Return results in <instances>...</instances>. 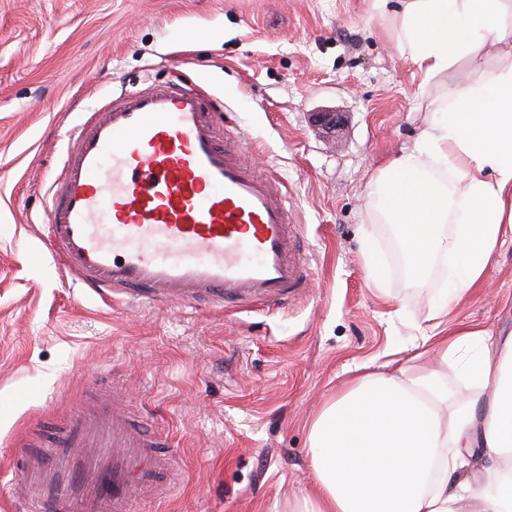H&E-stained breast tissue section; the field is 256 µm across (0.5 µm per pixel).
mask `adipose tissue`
I'll list each match as a JSON object with an SVG mask.
<instances>
[{
  "label": "adipose tissue",
  "mask_w": 512,
  "mask_h": 512,
  "mask_svg": "<svg viewBox=\"0 0 512 512\" xmlns=\"http://www.w3.org/2000/svg\"><path fill=\"white\" fill-rule=\"evenodd\" d=\"M415 66L433 118L413 149L377 169L369 219L399 224L410 265L456 264L446 310L484 281L512 224V62L449 83L461 61L512 39V0H372ZM449 232H442V225ZM484 329L461 326L437 360L476 344L468 393L434 368L354 377L308 428L311 488L292 512H512V373Z\"/></svg>",
  "instance_id": "obj_1"
}]
</instances>
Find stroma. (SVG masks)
I'll use <instances>...</instances> for the list:
<instances>
[{"instance_id":"obj_1","label":"stroma","mask_w":512,"mask_h":512,"mask_svg":"<svg viewBox=\"0 0 512 512\" xmlns=\"http://www.w3.org/2000/svg\"><path fill=\"white\" fill-rule=\"evenodd\" d=\"M197 84L301 226L306 294L277 307L102 302L45 244L46 191L82 112L148 82ZM370 0H0V512L28 427L115 391L179 458L127 512H289L307 428L355 374L432 361L435 329L512 336V232L484 284L441 314L448 262L411 273L366 209L375 170L430 120ZM338 116L335 128L316 122ZM371 245L386 277L366 270Z\"/></svg>"}]
</instances>
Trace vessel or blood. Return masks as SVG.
I'll use <instances>...</instances> for the list:
<instances>
[{
  "instance_id": "1",
  "label": "vessel or blood",
  "mask_w": 512,
  "mask_h": 512,
  "mask_svg": "<svg viewBox=\"0 0 512 512\" xmlns=\"http://www.w3.org/2000/svg\"><path fill=\"white\" fill-rule=\"evenodd\" d=\"M197 85L150 83L85 113L50 181L48 249L100 296L177 305L271 304L306 290L286 195L220 144ZM158 442L105 398L50 443L33 431L14 466L29 512H105L164 495Z\"/></svg>"
}]
</instances>
